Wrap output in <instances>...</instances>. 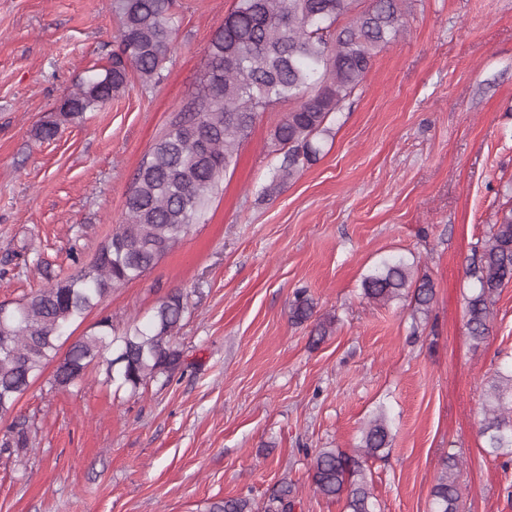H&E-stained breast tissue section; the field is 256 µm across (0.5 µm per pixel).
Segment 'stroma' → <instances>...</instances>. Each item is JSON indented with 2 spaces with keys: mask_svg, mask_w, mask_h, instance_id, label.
<instances>
[{
  "mask_svg": "<svg viewBox=\"0 0 512 512\" xmlns=\"http://www.w3.org/2000/svg\"><path fill=\"white\" fill-rule=\"evenodd\" d=\"M236 0H178V48L159 83L132 81L102 110L37 139L118 47L114 0H0V302L75 275L125 220L137 170L195 96L205 50ZM407 24L322 135L320 160L273 197L261 113L204 218L141 278L71 329L147 324L170 292L187 310L170 380L115 389L104 371L52 384L53 365L0 416L33 423L34 448L0 454V512H210L265 503L292 484L294 512H347L314 493L322 448L351 453L378 411L389 454L367 462L382 512H430L448 456L460 512H512V460L480 435L488 381L512 361V284L474 343L464 319L476 242L512 198V0H406ZM401 257L428 275V314L365 299L364 274ZM333 332L290 318L297 290Z\"/></svg>",
  "mask_w": 512,
  "mask_h": 512,
  "instance_id": "obj_1",
  "label": "stroma"
}]
</instances>
